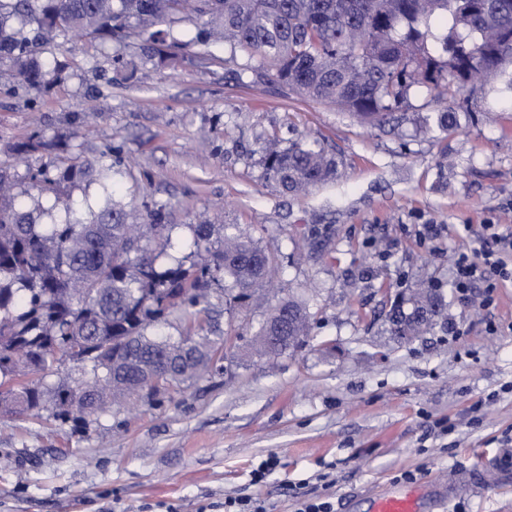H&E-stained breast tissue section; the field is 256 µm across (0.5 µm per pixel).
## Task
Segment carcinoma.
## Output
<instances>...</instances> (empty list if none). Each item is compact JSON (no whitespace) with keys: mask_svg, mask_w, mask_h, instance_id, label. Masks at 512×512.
<instances>
[{"mask_svg":"<svg viewBox=\"0 0 512 512\" xmlns=\"http://www.w3.org/2000/svg\"><path fill=\"white\" fill-rule=\"evenodd\" d=\"M186 20L200 24L184 40L177 27ZM71 34L101 44L133 37L142 61L170 67L222 42L224 62L251 74V84L276 82L381 128L400 125L395 109L413 87L446 103L512 63V0H0V66L32 93L30 108L69 76L67 60L44 53ZM432 121L442 131L460 127L454 112L422 118L425 127ZM14 151L48 161L19 183L0 163V413L37 414L50 402L61 421L84 420L141 391L155 394L154 375L169 368L166 385L176 387L214 368L219 347L195 333L194 322L177 336L157 329L177 309L207 313L212 286L226 280L231 301L262 305L274 258L233 224L216 239L213 226L199 224L198 260L161 267L149 244L170 246L168 225L162 209L114 198V184L128 174L118 150L82 159L69 152L67 136L34 133ZM265 166L287 192L336 170L306 136L283 149L271 140ZM91 185L95 200L74 197ZM408 302L386 315L390 334L407 343L433 328L447 294L432 285ZM310 329L306 303L290 295L242 350L275 359L302 346ZM187 342L193 355L181 360ZM64 358L102 376L51 394L42 373Z\"/></svg>","mask_w":512,"mask_h":512,"instance_id":"cac0c4a2","label":"carcinoma"}]
</instances>
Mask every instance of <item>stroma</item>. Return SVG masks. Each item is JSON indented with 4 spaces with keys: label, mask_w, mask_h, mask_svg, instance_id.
I'll return each instance as SVG.
<instances>
[{
    "label": "stroma",
    "mask_w": 512,
    "mask_h": 512,
    "mask_svg": "<svg viewBox=\"0 0 512 512\" xmlns=\"http://www.w3.org/2000/svg\"><path fill=\"white\" fill-rule=\"evenodd\" d=\"M62 52L69 77L35 112L23 89L2 93L12 77L0 70V161L20 179L39 166L11 151L36 128L88 159L116 148L132 162L116 197L165 206L160 264L190 262L200 221L237 225L275 258L270 299L302 296L313 328L293 354L240 359L225 339L251 335L266 310L217 289L202 327L224 347L218 372L84 423L0 415V512H224L243 494L265 512H295L303 497L364 512L409 483L445 490L428 512H512V287L486 310L449 293L436 327L409 343L386 323L397 294L450 285L464 225L512 227V64L449 104L464 115L453 132L414 124L437 106L411 89L396 133L252 86L220 45L209 61L141 66L132 84L113 77L114 46L74 36ZM302 135L336 173L287 193L266 176V143ZM426 224L441 237L420 242ZM270 453L277 470L251 485Z\"/></svg>",
    "instance_id": "1"
}]
</instances>
